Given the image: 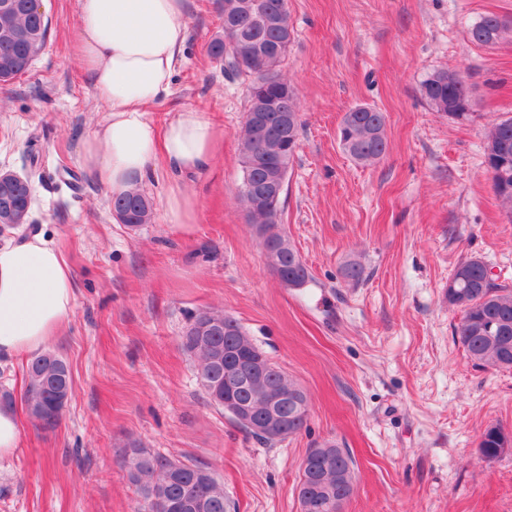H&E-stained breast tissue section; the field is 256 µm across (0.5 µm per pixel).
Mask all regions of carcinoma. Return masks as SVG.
Here are the masks:
<instances>
[{
  "mask_svg": "<svg viewBox=\"0 0 512 512\" xmlns=\"http://www.w3.org/2000/svg\"><path fill=\"white\" fill-rule=\"evenodd\" d=\"M219 15L232 22L231 35L214 38L208 55L224 61V74L248 76L249 107L240 134L242 167L241 200L249 223L261 239L267 265L281 272V284L300 289L312 274L280 224L282 193L266 190L271 176L289 168L299 147L301 116L297 91L279 72L294 35L276 24L290 22L288 0H219ZM15 26L27 38H0V83L26 74L46 46L49 20L19 11ZM480 45H495L512 37V20L495 14L483 16L469 31ZM422 95L437 112L448 114V100L471 103V89L456 72L438 70L422 82ZM499 153L508 161V178L493 184L496 196L512 212V117L494 125ZM343 151L356 163L370 165L386 152L385 117L376 108L360 105L345 113L338 128ZM280 146L275 154L259 149L263 143ZM15 193H0V208L7 204L30 210L29 183L13 184ZM118 219L131 228L152 220V204L138 188L112 198ZM448 282V303L460 311L454 335L477 365L512 368V289L485 283V268L479 258L457 263ZM184 350L196 361L197 378L207 403L234 415L236 406L264 411V397L276 392L282 398L273 407L278 417L274 430L253 429L240 419L234 422L249 436L275 444L299 433L309 414L306 392L257 346L236 320L214 309L191 316L181 336ZM73 394V376L68 363L56 352L34 355L27 364L20 393L0 390V407L22 404L28 416L43 429L55 428L60 413ZM482 458L494 460L506 453L504 431L488 426L481 437ZM307 466L300 468L296 486L300 512H336V502H346L353 491V461L333 443L311 448ZM124 468L136 488L133 512H169L177 502L183 512H234L224 486L203 464L185 463L155 454L138 443L129 444Z\"/></svg>",
  "mask_w": 512,
  "mask_h": 512,
  "instance_id": "carcinoma-1",
  "label": "carcinoma"
}]
</instances>
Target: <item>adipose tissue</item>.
<instances>
[{"mask_svg":"<svg viewBox=\"0 0 512 512\" xmlns=\"http://www.w3.org/2000/svg\"><path fill=\"white\" fill-rule=\"evenodd\" d=\"M78 6L77 56L109 114L83 143L85 165L120 193L162 159L165 222L196 223L199 201L186 183L214 168L224 134L193 110L160 130L146 117L170 93L187 40L186 0H78ZM74 306L70 268L52 239L36 233L0 245V360L42 349Z\"/></svg>","mask_w":512,"mask_h":512,"instance_id":"obj_1","label":"adipose tissue"}]
</instances>
